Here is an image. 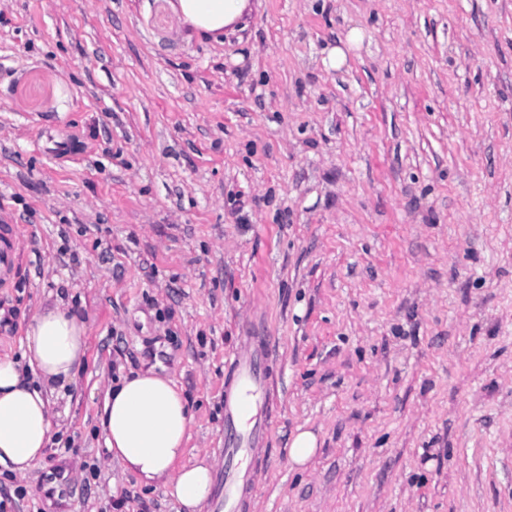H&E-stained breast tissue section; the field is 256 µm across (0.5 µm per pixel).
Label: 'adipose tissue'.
<instances>
[{
	"instance_id": "obj_1",
	"label": "adipose tissue",
	"mask_w": 512,
	"mask_h": 512,
	"mask_svg": "<svg viewBox=\"0 0 512 512\" xmlns=\"http://www.w3.org/2000/svg\"><path fill=\"white\" fill-rule=\"evenodd\" d=\"M173 14L197 33L237 31L250 0H168ZM88 325L63 298L41 302L27 322L19 355H0V465L25 475L51 444V398L74 381L86 359ZM98 424L122 473L161 487L173 512H202L212 495L214 465L191 453L192 416L184 392L155 368L120 375L110 384Z\"/></svg>"
}]
</instances>
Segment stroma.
I'll return each mask as SVG.
<instances>
[{
	"label": "stroma",
	"mask_w": 512,
	"mask_h": 512,
	"mask_svg": "<svg viewBox=\"0 0 512 512\" xmlns=\"http://www.w3.org/2000/svg\"><path fill=\"white\" fill-rule=\"evenodd\" d=\"M0 220V353L51 294L91 328L0 512H44L65 456V512H172L97 431L157 360L222 493L253 325L272 426L240 512H512V0H253L221 42L165 0H0ZM18 225L0 224V288H12L19 273ZM316 437L310 431H303L294 436L288 448V457L293 465L303 466L315 454Z\"/></svg>",
	"instance_id": "1"
}]
</instances>
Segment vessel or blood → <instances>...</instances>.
Wrapping results in <instances>:
<instances>
[{"label": "vessel or blood", "instance_id": "1", "mask_svg": "<svg viewBox=\"0 0 512 512\" xmlns=\"http://www.w3.org/2000/svg\"><path fill=\"white\" fill-rule=\"evenodd\" d=\"M19 231L17 225L0 224V288L14 287L19 273ZM253 351L233 353L226 368L233 383L224 390V455L227 460L246 457L255 440L267 432L266 419H256L252 428L241 425L244 416L254 413L265 392L271 348L266 336L255 337ZM239 473L224 477V495L213 500L211 512H234L239 494Z\"/></svg>", "mask_w": 512, "mask_h": 512}]
</instances>
